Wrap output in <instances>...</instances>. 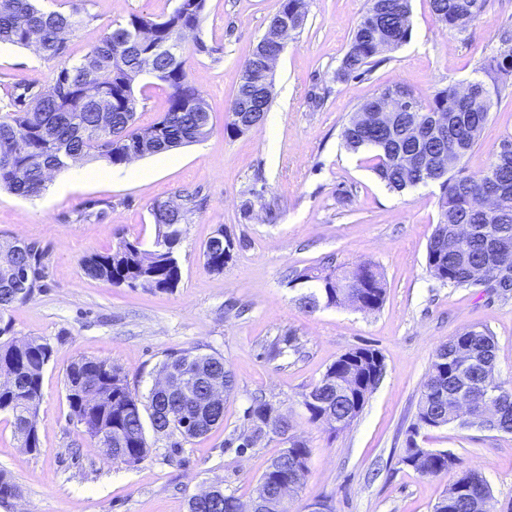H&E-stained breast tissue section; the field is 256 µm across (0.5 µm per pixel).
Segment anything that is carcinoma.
<instances>
[{
  "instance_id": "1",
  "label": "carcinoma",
  "mask_w": 512,
  "mask_h": 512,
  "mask_svg": "<svg viewBox=\"0 0 512 512\" xmlns=\"http://www.w3.org/2000/svg\"><path fill=\"white\" fill-rule=\"evenodd\" d=\"M486 0H431L439 23L464 32L481 14ZM308 0H280L277 13L306 17ZM207 0H184L181 7L160 19L131 15L105 34L80 60L69 56V39L83 23L80 11H47L40 0H0V43L21 47L38 44L39 55L57 63L50 85L29 95L9 99L8 112L0 114V189L25 198L41 196L49 174L62 171L72 162L101 158L108 164L128 163L131 150L153 155L199 142L212 130L205 99L186 69L185 53L189 34L200 32ZM409 0H369L357 24L336 79L346 81L372 70L410 36ZM180 48L177 55L156 51L163 44ZM153 68L154 77L169 90L168 107L148 128L135 125L137 87L143 67ZM487 73L512 70V54L493 56L483 66ZM475 96L467 102L449 85L435 91L423 102L406 86L401 89L415 99L417 111L404 120L389 119L384 96L390 87L376 92L364 107L372 110V121L361 127L350 120L341 137L347 148L357 152L375 150L373 171L389 189L401 192L421 183L414 156L424 150L446 152L445 176L439 183L441 219L429 239L426 267L437 281L454 287L471 285L474 270L482 268L491 276L501 266L512 268V251H499V239L512 238V166H501L499 153L492 154L486 167L472 173L466 164L477 137L490 117L491 89L475 80ZM441 114L452 121L467 119L456 151L436 142H422L414 135L416 118ZM497 172L508 198L496 216H484L481 200L486 194L485 175ZM189 206L176 209L156 202L151 206L155 226L152 248L138 238L123 239L109 253H93L81 260L83 273L115 286H140L172 290L181 270L175 251L183 235ZM471 227L470 237L461 240L457 226ZM233 242L218 230L203 248L204 265L215 273L224 271L232 257ZM5 259L0 261V412L12 417L13 434L22 448H38L37 415L41 401L43 371L52 348L41 337L16 340L3 314L15 303L32 298L41 288L46 253L34 244L0 243ZM287 284L300 291L297 302L313 312L320 308L352 306L358 310H379L385 299L381 273L370 262H359L337 271L328 267L295 271ZM496 362V343L484 327H471L448 339L436 350L428 380L417 404L409 430L420 431L450 424L482 427L481 414L471 411V420L458 419L467 398L484 387L485 368ZM384 371L382 356L370 348H355L339 356L302 394V404L313 422L325 416L349 426L362 411ZM159 373L179 377L180 389L149 391L147 401L133 392L120 368L107 359L80 358L66 371V400L71 414L84 421L83 436L102 448L116 449L115 459L139 464L150 455L145 423L154 433L179 436L188 441L224 424V409L207 412L203 401L207 382L222 378L224 395L236 389L233 372L224 357L193 349L171 352L160 363ZM500 406L497 424L491 431L512 433V387L497 385L493 393ZM273 410V404L255 397L244 412L249 430L262 438L259 423ZM288 449L274 458L257 482L254 495L243 502L234 492L188 505V512H247L261 499L272 502L273 488L286 484L299 492L308 472L312 450L308 443L288 436ZM301 459V473L288 468V458ZM401 462L421 474L438 477L456 464L449 456L435 455L428 448H405ZM480 471H461L434 512H495L486 484L479 483Z\"/></svg>"
}]
</instances>
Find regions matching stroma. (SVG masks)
I'll return each mask as SVG.
<instances>
[{
	"instance_id": "35a3bbf8",
	"label": "stroma",
	"mask_w": 512,
	"mask_h": 512,
	"mask_svg": "<svg viewBox=\"0 0 512 512\" xmlns=\"http://www.w3.org/2000/svg\"><path fill=\"white\" fill-rule=\"evenodd\" d=\"M175 0H44L48 10L79 7L86 20L69 43L80 58L115 24L138 14L159 18ZM279 0H207L200 37L205 51L186 54V68L208 103L213 130L202 142L134 162L141 178L84 179L89 160L56 173L39 198L0 190V241L20 240L47 254L43 288L12 306L15 336H38L52 347L43 371L38 416L40 450L20 448L9 415L0 414V470L20 489L0 512H188L189 498L218 484L249 500L261 474L284 445L267 434L247 450L226 447L246 428L255 395L285 415L292 434L307 440L309 472L289 512L326 504L331 512H433L456 472L421 475L403 465L406 430L440 344L464 329L489 328L496 342L495 377L512 383V296L482 285L453 287L432 279L426 248L440 220L439 187L393 192L371 169V150L349 152L343 124L381 88L407 86L421 99L450 84L483 79L479 66L507 52L499 40L512 26V0H487L464 32L442 28L430 0H411V35L362 77L335 72L367 0H310L306 21L288 39L274 71L273 103L261 127L228 137L224 124L243 65L269 29ZM56 72L34 48L0 46V107L15 87L48 86ZM494 101L470 171L485 168L512 139V75ZM136 124L146 128L166 111L168 90L143 76ZM265 203L242 218L251 190ZM198 196L178 247L181 280L174 290L113 286L90 278L81 259L120 240L152 241L154 202ZM277 211L268 221L266 210ZM235 242L223 272L204 266L203 246L216 231ZM372 261L386 295L380 310L301 309L287 271ZM294 337L296 351L273 357L269 346ZM375 349L384 374L362 412L330 433L310 421L302 393L348 350ZM196 349L223 356L237 389L224 402V423L181 448L149 435L151 454L128 466L108 459L81 435L66 401V369L81 357L104 358L122 369L131 389L147 395L166 353ZM422 447L445 450L458 469L486 478L496 512H512V434L450 424L423 431Z\"/></svg>"
}]
</instances>
